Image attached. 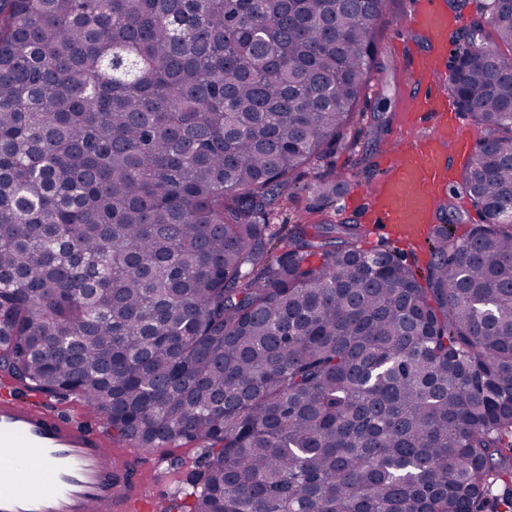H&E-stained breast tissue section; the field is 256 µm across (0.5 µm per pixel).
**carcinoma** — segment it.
I'll list each match as a JSON object with an SVG mask.
<instances>
[{"label": "carcinoma", "instance_id": "carcinoma-1", "mask_svg": "<svg viewBox=\"0 0 512 512\" xmlns=\"http://www.w3.org/2000/svg\"><path fill=\"white\" fill-rule=\"evenodd\" d=\"M392 0H0V372L138 448L193 443L168 512H512V56L425 279L336 197ZM512 47V0L485 23Z\"/></svg>", "mask_w": 512, "mask_h": 512}]
</instances>
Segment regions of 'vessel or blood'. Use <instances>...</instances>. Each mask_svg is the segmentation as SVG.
<instances>
[{"instance_id":"b4317fda","label":"vessel or blood","mask_w":512,"mask_h":512,"mask_svg":"<svg viewBox=\"0 0 512 512\" xmlns=\"http://www.w3.org/2000/svg\"><path fill=\"white\" fill-rule=\"evenodd\" d=\"M456 24L435 0H423L405 23L406 29H420L429 45L414 58L417 86L409 117L431 122L434 134L385 156L389 176L370 207L374 223L391 225L409 239L428 224L438 193L454 176L443 150L448 135L471 137L461 126L449 131L451 104L437 69L448 56L447 33ZM137 458L134 448L115 454L106 434L58 409L0 399V512H157L166 496L135 483ZM28 467L48 477V489L19 490Z\"/></svg>"}]
</instances>
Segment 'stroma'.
<instances>
[{"mask_svg":"<svg viewBox=\"0 0 512 512\" xmlns=\"http://www.w3.org/2000/svg\"><path fill=\"white\" fill-rule=\"evenodd\" d=\"M374 42L375 67L360 97L355 123L333 159L336 175L348 181V190L318 211L310 210L307 197H299L289 202L279 221L290 226L318 224L329 218L340 224L360 225L362 247L399 251L422 275L431 261L429 240L403 242L374 230L367 207L370 192L384 180L380 161L388 148L430 130L426 124L408 127L403 123V113L415 85L412 61L415 53L425 49L426 39L419 32H404L399 26L385 22L376 27ZM433 221L451 225L456 235L461 236L470 225L481 223L482 217L467 198L448 188L436 201Z\"/></svg>","mask_w":512,"mask_h":512,"instance_id":"stroma-1","label":"stroma"}]
</instances>
